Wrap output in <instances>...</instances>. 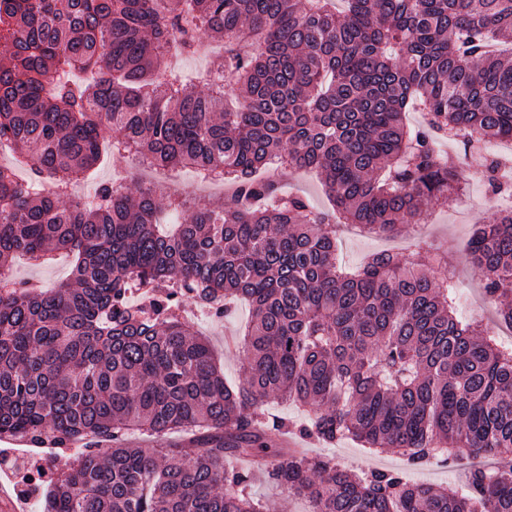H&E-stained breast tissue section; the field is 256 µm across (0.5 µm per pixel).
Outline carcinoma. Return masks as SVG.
<instances>
[{
  "label": "carcinoma",
  "mask_w": 512,
  "mask_h": 512,
  "mask_svg": "<svg viewBox=\"0 0 512 512\" xmlns=\"http://www.w3.org/2000/svg\"><path fill=\"white\" fill-rule=\"evenodd\" d=\"M333 2L0 0V137L32 171L0 170V440L93 447L52 473L43 512H273L241 459L311 512H512V350L457 319L424 245L349 273L329 216L257 175L274 160L316 169L333 214L372 233L419 223L461 172L404 115L423 109L465 148L512 139V61L491 49L512 41V0ZM207 40L224 54L204 93L171 57ZM103 148L229 179L233 205L170 198L182 222L162 228L151 186L72 198ZM60 250L75 257L67 283L14 279L17 254ZM467 260L512 327V211L474 225ZM186 294L216 317L250 304L239 385L184 321ZM275 400L303 406L300 432L325 443L500 466L460 489L353 474L273 442Z\"/></svg>",
  "instance_id": "carcinoma-1"
}]
</instances>
